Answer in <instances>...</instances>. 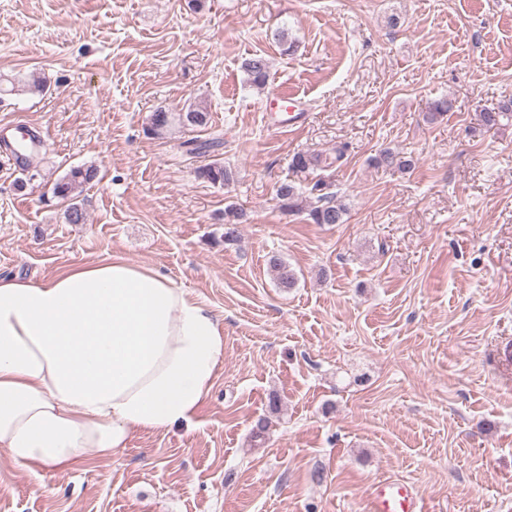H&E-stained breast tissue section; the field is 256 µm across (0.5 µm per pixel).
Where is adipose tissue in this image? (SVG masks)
I'll use <instances>...</instances> for the list:
<instances>
[{"label":"adipose tissue","mask_w":512,"mask_h":512,"mask_svg":"<svg viewBox=\"0 0 512 512\" xmlns=\"http://www.w3.org/2000/svg\"><path fill=\"white\" fill-rule=\"evenodd\" d=\"M224 319L160 272L108 257L41 283L0 276V459L38 472L193 428Z\"/></svg>","instance_id":"adipose-tissue-1"}]
</instances>
